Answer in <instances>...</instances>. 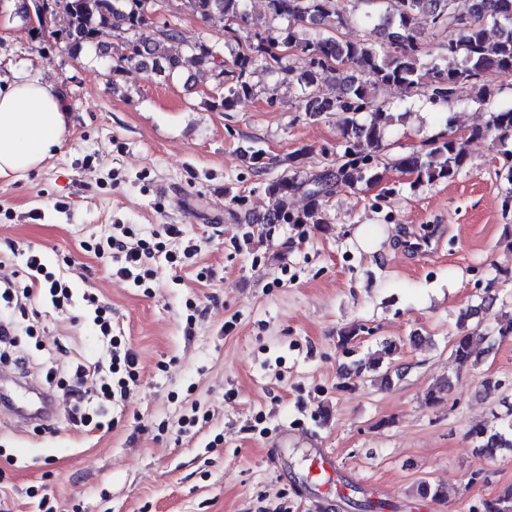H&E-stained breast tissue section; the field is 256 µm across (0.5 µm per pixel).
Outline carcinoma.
<instances>
[{
  "label": "carcinoma",
  "mask_w": 512,
  "mask_h": 512,
  "mask_svg": "<svg viewBox=\"0 0 512 512\" xmlns=\"http://www.w3.org/2000/svg\"><path fill=\"white\" fill-rule=\"evenodd\" d=\"M159 0H53V26L72 55L89 47L110 59L111 71L134 67L170 77L187 64L196 73L211 75L224 88L220 106L224 111L254 95L252 77L260 69L300 87L301 109L311 118L334 115L349 138L343 154L310 178L285 175L268 187L273 206L262 218L264 224L326 223L324 200L342 184L364 181L377 186L380 152L384 149V110L374 103L372 89L399 85L407 89L421 85V69L433 73L428 92L432 103L448 104L457 90L478 87L474 101L489 109L484 130L471 135H494L500 142L512 140V106L495 107L486 85H478L489 74L512 75V0H471L461 13L456 0H386L382 13H364L362 24L374 37L341 40L332 35L338 24H355L345 4L351 0H267L270 21L284 20L283 28L268 27L254 34L256 41L242 44L240 29L248 21L246 0H188L192 12L224 31L225 43H236L231 68H221L216 58L223 54L217 43L208 44L188 37L177 24L166 22L152 35L136 33L151 23ZM447 33L442 54L429 64L421 63L425 46L417 20ZM497 38L488 36V28ZM298 46L309 55V67L301 72L284 64L282 51ZM348 64L347 71L333 72L329 62ZM231 79H226V76ZM324 81L337 86L334 93L321 89ZM425 152H413L391 160L395 168L416 175L419 180H450L460 173L467 159L466 141L442 135L425 142ZM302 191L306 204L293 209L290 198ZM476 337L456 339L452 354L460 364L476 363L481 351ZM478 451L494 458L512 451V421L508 428L479 427L471 431ZM485 512H512V487L484 503Z\"/></svg>",
  "instance_id": "1"
}]
</instances>
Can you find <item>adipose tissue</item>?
Listing matches in <instances>:
<instances>
[{
    "label": "adipose tissue",
    "mask_w": 512,
    "mask_h": 512,
    "mask_svg": "<svg viewBox=\"0 0 512 512\" xmlns=\"http://www.w3.org/2000/svg\"><path fill=\"white\" fill-rule=\"evenodd\" d=\"M67 108L52 87L14 74L0 85V177L39 169L61 142Z\"/></svg>",
    "instance_id": "adipose-tissue-1"
}]
</instances>
